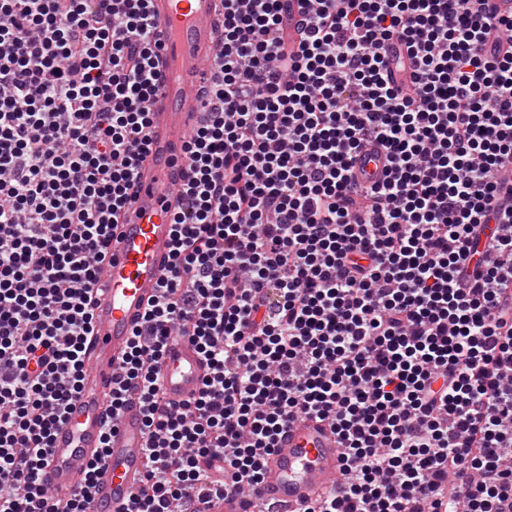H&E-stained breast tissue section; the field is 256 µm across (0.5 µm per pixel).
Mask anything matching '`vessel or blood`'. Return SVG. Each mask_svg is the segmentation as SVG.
Masks as SVG:
<instances>
[{"instance_id": "b4317fda", "label": "vessel or blood", "mask_w": 512, "mask_h": 512, "mask_svg": "<svg viewBox=\"0 0 512 512\" xmlns=\"http://www.w3.org/2000/svg\"><path fill=\"white\" fill-rule=\"evenodd\" d=\"M219 0H151L161 43L162 80L153 101L150 149L140 165L134 202L125 209L101 272L102 291L94 306V333L86 342L80 392L66 423L54 436L45 479L58 506H65L91 460L105 454L87 512H119L138 486L147 437L139 405L110 411L109 395L131 334L149 301L168 276L174 246L171 212L177 204L189 161L181 152L185 130L201 119L205 65L217 41ZM352 166L365 184L382 180L385 152L366 146ZM207 365L188 339H170L160 380L175 404L194 398ZM109 447H102L104 430ZM345 450L327 422L300 415L279 435L266 460L263 480L253 492L211 499L205 512H253L255 503L281 512L299 508L336 490Z\"/></svg>"}]
</instances>
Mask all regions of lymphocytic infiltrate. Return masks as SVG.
<instances>
[{
    "label": "lymphocytic infiltrate",
    "instance_id": "f902f5d3",
    "mask_svg": "<svg viewBox=\"0 0 512 512\" xmlns=\"http://www.w3.org/2000/svg\"><path fill=\"white\" fill-rule=\"evenodd\" d=\"M221 2L170 274L110 396L137 398L148 436L125 512L254 490L301 414L330 421L346 478L299 512H512V236L500 264L468 263L512 221V17ZM155 30L148 0H0V512H86L98 462L62 509L43 467L147 155ZM367 144L390 169L361 186ZM176 334L211 370L178 406L158 381Z\"/></svg>",
    "mask_w": 512,
    "mask_h": 512
}]
</instances>
